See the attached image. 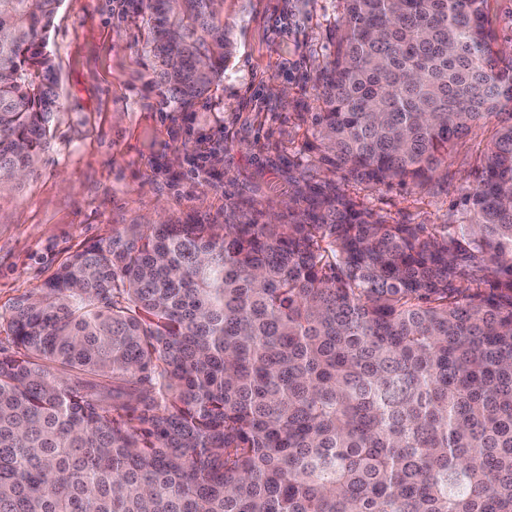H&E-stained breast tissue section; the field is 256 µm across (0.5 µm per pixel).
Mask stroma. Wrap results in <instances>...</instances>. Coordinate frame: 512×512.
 Wrapping results in <instances>:
<instances>
[{
    "mask_svg": "<svg viewBox=\"0 0 512 512\" xmlns=\"http://www.w3.org/2000/svg\"><path fill=\"white\" fill-rule=\"evenodd\" d=\"M127 0H63L48 49L60 113L33 178L0 188V315L87 246L133 224L288 221L299 181L339 189L393 224H456L498 123L454 146L432 179L374 185L324 162L313 85L334 57L342 0H225L223 80L166 105Z\"/></svg>",
    "mask_w": 512,
    "mask_h": 512,
    "instance_id": "1",
    "label": "stroma"
}]
</instances>
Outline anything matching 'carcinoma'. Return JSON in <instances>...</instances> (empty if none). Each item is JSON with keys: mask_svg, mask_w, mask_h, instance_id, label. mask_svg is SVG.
<instances>
[{"mask_svg": "<svg viewBox=\"0 0 512 512\" xmlns=\"http://www.w3.org/2000/svg\"><path fill=\"white\" fill-rule=\"evenodd\" d=\"M343 2L315 82L336 169L428 180L512 105L488 0ZM61 3L0 0V184L49 148ZM222 7L131 0L166 104L224 75ZM465 202L430 232L299 189L286 224L76 253L0 315V512H512L511 112Z\"/></svg>", "mask_w": 512, "mask_h": 512, "instance_id": "1", "label": "carcinoma"}]
</instances>
